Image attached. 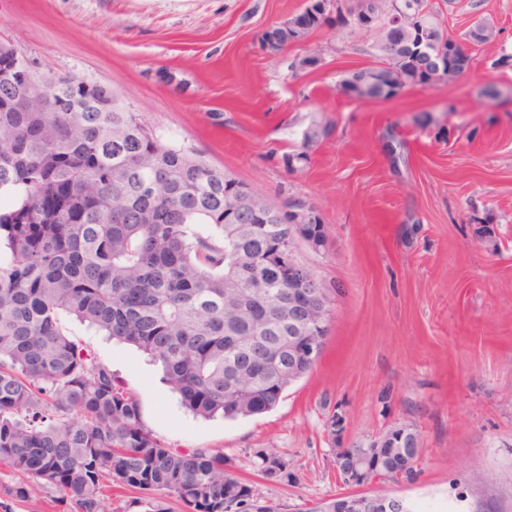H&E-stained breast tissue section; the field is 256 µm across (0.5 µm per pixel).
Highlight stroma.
Returning <instances> with one entry per match:
<instances>
[{
  "label": "stroma",
  "instance_id": "1",
  "mask_svg": "<svg viewBox=\"0 0 512 512\" xmlns=\"http://www.w3.org/2000/svg\"><path fill=\"white\" fill-rule=\"evenodd\" d=\"M304 0H0V42L47 75L114 88L164 138L195 144L206 161L263 196L312 203L326 224L324 253L299 257L334 288L328 341L312 373L271 411L227 420L193 416L136 347L67 320L71 339L136 396L142 423L172 448L222 450L235 474L274 504L312 505L345 487L337 449L364 447L393 423L419 430L413 481H377L431 512L458 491L470 512H512V102L487 111L476 90L512 88V0H454L449 33L491 20L497 42L473 54L457 79L375 101L337 88L342 71L374 65L372 38L312 35L323 63L288 78L290 46L262 50V31ZM456 111H446L447 101ZM327 136L309 167L283 155L311 119ZM410 150L393 169L385 132ZM490 237H480L482 219ZM275 448L293 482L258 474L254 453ZM21 476L0 465V512H80L46 487L12 495Z\"/></svg>",
  "mask_w": 512,
  "mask_h": 512
}]
</instances>
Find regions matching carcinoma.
Instances as JSON below:
<instances>
[{
	"mask_svg": "<svg viewBox=\"0 0 512 512\" xmlns=\"http://www.w3.org/2000/svg\"><path fill=\"white\" fill-rule=\"evenodd\" d=\"M379 61L350 70L341 91L388 99L453 80L472 52L498 40L479 20L452 38L431 0H305L259 37L264 50L300 47L318 30L354 38L362 7ZM323 50L289 59L296 79ZM0 43V464L29 482L76 497L82 512H108L104 487L160 491L186 512H281L226 465L219 450L170 448L140 420L139 403L88 346L67 337L70 315L162 364L165 381L196 416L262 414L318 364L334 289L296 252L325 250L324 222L305 224L303 201L275 197L267 212L224 213V192L249 185L211 166L188 142L165 140L110 89L48 76ZM477 95L505 103L494 83ZM328 134L313 120L286 155L310 163ZM392 167L408 166L405 141L387 130ZM269 480L294 478L273 448L255 452ZM367 461L372 480L407 481L367 448H344L336 468Z\"/></svg>",
	"mask_w": 512,
	"mask_h": 512,
	"instance_id": "1",
	"label": "carcinoma"
}]
</instances>
